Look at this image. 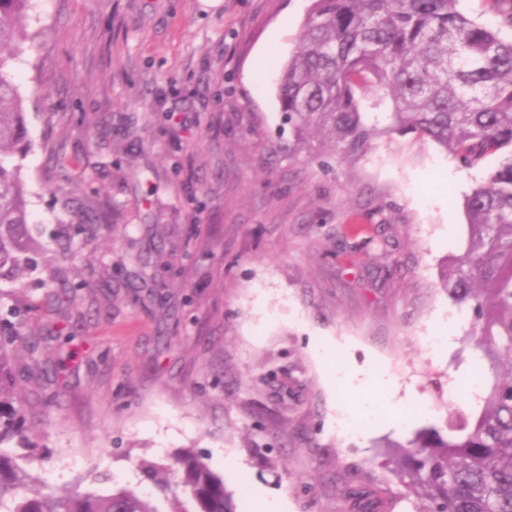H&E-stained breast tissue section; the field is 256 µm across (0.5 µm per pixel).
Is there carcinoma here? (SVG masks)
Wrapping results in <instances>:
<instances>
[{
    "label": "carcinoma",
    "instance_id": "carcinoma-1",
    "mask_svg": "<svg viewBox=\"0 0 512 512\" xmlns=\"http://www.w3.org/2000/svg\"><path fill=\"white\" fill-rule=\"evenodd\" d=\"M30 0H0V282L31 268L21 165L27 147L23 99L8 68L28 41ZM459 0H312L295 53L281 70L280 112L297 148L323 131L345 159L382 134L429 138L465 166L489 156L497 166L467 196L468 240L441 272L443 290L470 309L469 337L493 372L476 413H460L406 442L385 444L415 500V512H512V0H492L490 27ZM390 101L389 124L368 125L361 95ZM0 309V512H237L224 477L193 450L166 464L139 459L156 494L123 487L111 494L47 483L41 455L23 425L28 413L18 367L38 336H25ZM184 489L180 497L172 486Z\"/></svg>",
    "mask_w": 512,
    "mask_h": 512
}]
</instances>
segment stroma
<instances>
[{"instance_id": "obj_1", "label": "stroma", "mask_w": 512, "mask_h": 512, "mask_svg": "<svg viewBox=\"0 0 512 512\" xmlns=\"http://www.w3.org/2000/svg\"><path fill=\"white\" fill-rule=\"evenodd\" d=\"M309 6L32 0L9 72L38 248L0 289L43 338L21 362L62 366L25 387L58 485L135 487L138 459L189 448L239 512H353L350 491L380 488L412 512L380 442L473 412L479 354L439 280L497 159L467 167L413 134L351 160L295 149L276 89ZM444 331L427 358L421 337ZM375 363L389 382L367 398Z\"/></svg>"}]
</instances>
